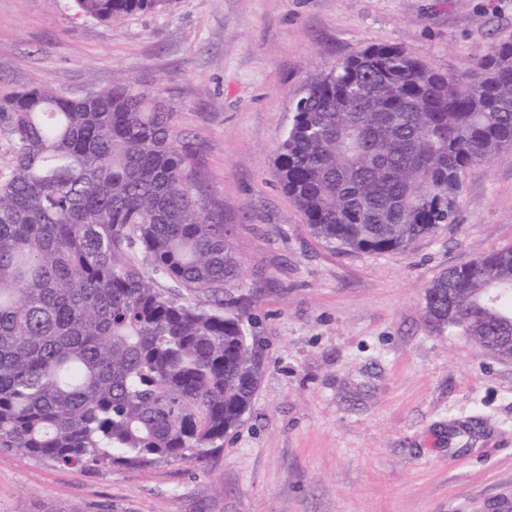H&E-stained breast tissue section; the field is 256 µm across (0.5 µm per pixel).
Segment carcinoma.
I'll return each instance as SVG.
<instances>
[{"label": "carcinoma", "instance_id": "1", "mask_svg": "<svg viewBox=\"0 0 512 512\" xmlns=\"http://www.w3.org/2000/svg\"><path fill=\"white\" fill-rule=\"evenodd\" d=\"M75 4L118 25L167 0ZM0 140V448L147 469L224 447L263 375L258 285L174 106L128 76L79 97L45 80L0 96ZM510 147L512 43L461 73L371 45L307 85L276 161L313 234L374 254L453 223L465 172ZM425 313L511 350L512 247L440 274Z\"/></svg>", "mask_w": 512, "mask_h": 512}]
</instances>
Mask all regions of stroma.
Instances as JSON below:
<instances>
[{
    "instance_id": "35a3bbf8",
    "label": "stroma",
    "mask_w": 512,
    "mask_h": 512,
    "mask_svg": "<svg viewBox=\"0 0 512 512\" xmlns=\"http://www.w3.org/2000/svg\"><path fill=\"white\" fill-rule=\"evenodd\" d=\"M512 41V0H168L109 25L74 0H0V95L129 75L177 107L262 287L263 377L200 463L62 467L0 448V512H512V358L427 323L449 268L512 247V149L463 177L456 220L408 250L315 237L277 147L308 83L373 44L442 71Z\"/></svg>"
}]
</instances>
